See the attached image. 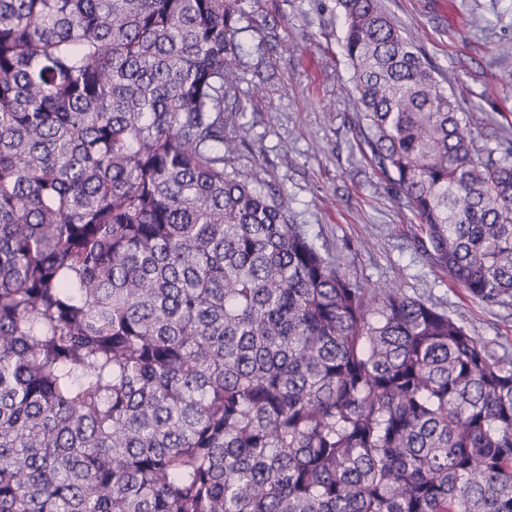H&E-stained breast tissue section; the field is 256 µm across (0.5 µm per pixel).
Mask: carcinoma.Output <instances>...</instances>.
<instances>
[{
  "label": "carcinoma",
  "instance_id": "cac0c4a2",
  "mask_svg": "<svg viewBox=\"0 0 512 512\" xmlns=\"http://www.w3.org/2000/svg\"><path fill=\"white\" fill-rule=\"evenodd\" d=\"M362 144L512 304V139L336 0ZM236 0H0V512H512V362L224 167Z\"/></svg>",
  "mask_w": 512,
  "mask_h": 512
}]
</instances>
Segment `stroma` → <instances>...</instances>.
<instances>
[{
  "mask_svg": "<svg viewBox=\"0 0 512 512\" xmlns=\"http://www.w3.org/2000/svg\"><path fill=\"white\" fill-rule=\"evenodd\" d=\"M242 51L224 83V165L286 192L293 223L365 285H396L447 310L512 359V306L471 299L430 260L412 212L359 142L336 0H239ZM460 99L475 135L512 138V0H383Z\"/></svg>",
  "mask_w": 512,
  "mask_h": 512,
  "instance_id": "1",
  "label": "stroma"
}]
</instances>
